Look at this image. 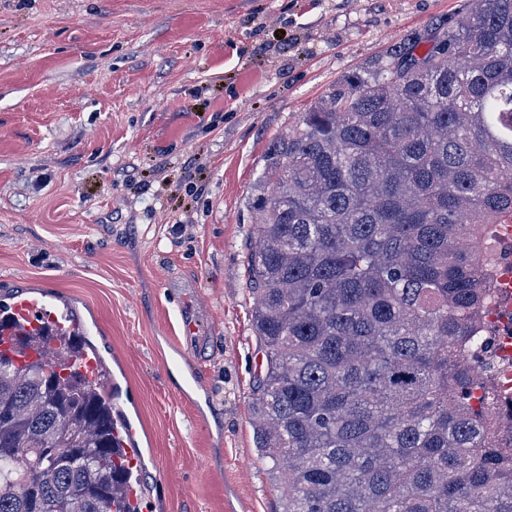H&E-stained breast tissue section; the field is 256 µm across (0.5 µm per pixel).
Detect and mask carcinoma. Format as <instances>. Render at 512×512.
<instances>
[{
  "label": "carcinoma",
  "instance_id": "1",
  "mask_svg": "<svg viewBox=\"0 0 512 512\" xmlns=\"http://www.w3.org/2000/svg\"><path fill=\"white\" fill-rule=\"evenodd\" d=\"M252 207L254 434L282 512H512L492 383L465 360L512 223V0L344 76L270 143ZM52 341L0 355V512H120L111 396Z\"/></svg>",
  "mask_w": 512,
  "mask_h": 512
}]
</instances>
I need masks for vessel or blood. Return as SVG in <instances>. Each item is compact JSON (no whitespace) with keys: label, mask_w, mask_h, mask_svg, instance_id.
Here are the masks:
<instances>
[{"label":"vessel or blood","mask_w":512,"mask_h":512,"mask_svg":"<svg viewBox=\"0 0 512 512\" xmlns=\"http://www.w3.org/2000/svg\"><path fill=\"white\" fill-rule=\"evenodd\" d=\"M87 329L58 298L49 292H22L12 296L0 313V352L25 353L35 358L29 341L34 336L69 338L86 335Z\"/></svg>","instance_id":"b4317fda"}]
</instances>
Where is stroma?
<instances>
[{
	"instance_id": "obj_1",
	"label": "stroma",
	"mask_w": 512,
	"mask_h": 512,
	"mask_svg": "<svg viewBox=\"0 0 512 512\" xmlns=\"http://www.w3.org/2000/svg\"><path fill=\"white\" fill-rule=\"evenodd\" d=\"M467 5L0 0V298L48 286L94 323L150 512H280L251 415L267 146Z\"/></svg>"
}]
</instances>
